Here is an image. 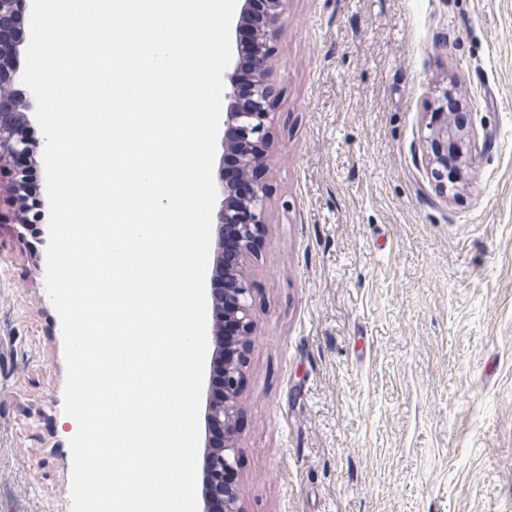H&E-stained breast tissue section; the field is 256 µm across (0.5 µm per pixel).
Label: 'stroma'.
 <instances>
[{"label": "stroma", "instance_id": "1", "mask_svg": "<svg viewBox=\"0 0 512 512\" xmlns=\"http://www.w3.org/2000/svg\"><path fill=\"white\" fill-rule=\"evenodd\" d=\"M245 512H512V0H289ZM470 173L425 162L437 88ZM46 245L0 224V512H71Z\"/></svg>", "mask_w": 512, "mask_h": 512}]
</instances>
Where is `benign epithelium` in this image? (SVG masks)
Listing matches in <instances>:
<instances>
[{"instance_id": "7a95c632", "label": "benign epithelium", "mask_w": 512, "mask_h": 512, "mask_svg": "<svg viewBox=\"0 0 512 512\" xmlns=\"http://www.w3.org/2000/svg\"><path fill=\"white\" fill-rule=\"evenodd\" d=\"M288 0H241L234 27L236 51L242 50L240 34L251 35L249 52L255 83L250 100L239 98L238 66L224 72V150L240 154L246 192L225 180L219 167L216 184L221 197L217 212V259L211 292L212 364L221 368L224 393L206 399V431L217 430V441L204 438L201 461L199 512H244L237 486L224 484V473L237 470L240 448L237 424L240 398L248 367V344L255 331V318L248 269L263 240L267 220L268 173L265 159L271 145L274 112L271 104L272 76L276 70L274 43L287 17ZM31 13L29 0H0V223L28 222L25 204L27 160L35 142L28 136V114L19 106L25 90L18 66L19 47L28 32L22 20ZM448 89L435 96L425 141L430 145L427 165L445 186L448 167L465 165L464 149L473 127L448 129Z\"/></svg>"}]
</instances>
